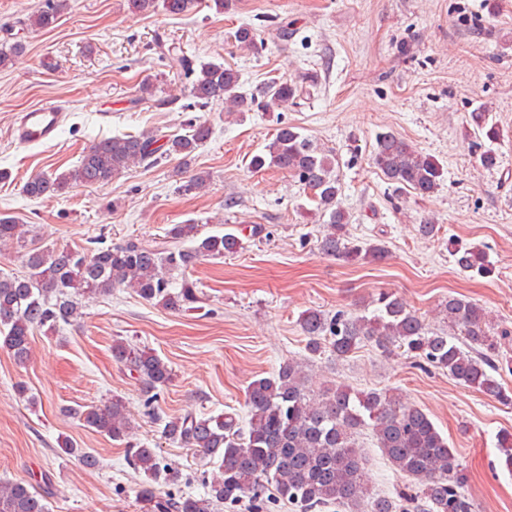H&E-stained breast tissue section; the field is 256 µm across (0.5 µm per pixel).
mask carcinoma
<instances>
[{"instance_id": "1", "label": "carcinoma", "mask_w": 512, "mask_h": 512, "mask_svg": "<svg viewBox=\"0 0 512 512\" xmlns=\"http://www.w3.org/2000/svg\"><path fill=\"white\" fill-rule=\"evenodd\" d=\"M138 12L156 6L182 14L196 0H128ZM70 0H44L29 16V26L48 29ZM238 47L259 49L257 32L248 25L233 34ZM182 66L195 79L189 93L203 106L224 105V112L244 114L260 108L297 104L308 95L307 87L291 80L266 85L247 97L238 92V71L219 64L199 66L181 57ZM478 143L501 136L489 109L479 106L471 115ZM211 127L191 122L183 134L142 132L103 138L90 145L77 165L59 174L30 177L23 193L31 199L57 196L74 186L104 184L136 166L149 167L173 155L183 163L208 142ZM373 163L385 180L397 189H410L422 197L436 194L443 168L432 157L414 149L393 132L376 136ZM254 171L283 170L309 191L315 210L327 218L319 248L322 253L347 263L379 260L385 255L380 243L350 237V217L340 208L341 183L335 153L322 148L294 126L282 125L264 149L251 156ZM208 175L197 172L179 186L185 195L202 192ZM23 225L11 216H0V244L21 239ZM244 248L233 232L201 235L197 224H174L164 240L133 241L98 246L91 251L54 246L34 247L24 255L23 274L0 272V347L25 362L32 352L34 331L55 332L74 325L84 316L83 300L110 296L116 288L129 289L141 300L171 311H197L202 297L195 284L179 276L207 258H222ZM455 265L480 277L492 273L489 256L480 247L451 251ZM371 316H351L338 311L329 316L308 310L299 317L306 338L302 359L288 358L266 376L246 386L247 419L233 412L217 415L186 412L163 416L158 402L172 381L169 364L149 349L124 339L112 344L113 360L135 373L147 414L162 425L161 434L171 444L189 448L204 459L218 460L217 472L203 483V494L183 493L156 500V491L183 481L180 470L167 463L158 449L132 441V426L122 399L67 408L65 412L84 427L125 444L129 466L143 476L139 497L157 512H214L220 504H235L245 497L268 491L298 512H320L328 507H352L358 512H478L473 498L464 493L466 476L448 441L429 415L402 400L391 390L355 392L345 386L315 391L306 384V362L328 351L338 360L364 343L390 354L401 350L419 363L445 372L457 383L503 404L512 396L495 377L512 372V359L501 354L502 342L512 336L507 329L494 330L488 312L480 305L450 295L438 305L447 327L432 328L396 294L381 291L372 300ZM371 430L391 466L418 485L415 493L368 496L367 473L361 465L356 437ZM61 452L88 468L99 459L72 439L61 442ZM0 512H49L47 498L28 481L0 480Z\"/></svg>"}]
</instances>
